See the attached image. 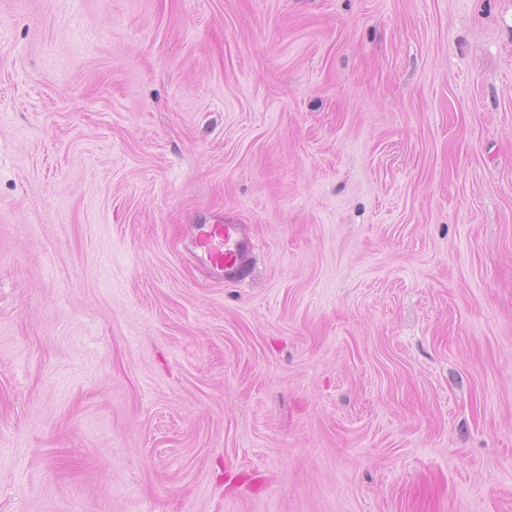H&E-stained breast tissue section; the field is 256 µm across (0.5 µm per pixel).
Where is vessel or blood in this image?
Wrapping results in <instances>:
<instances>
[{"label": "vessel or blood", "instance_id": "b4317fda", "mask_svg": "<svg viewBox=\"0 0 512 512\" xmlns=\"http://www.w3.org/2000/svg\"><path fill=\"white\" fill-rule=\"evenodd\" d=\"M194 244L217 275L235 280L244 274L252 241L239 225H202L195 234Z\"/></svg>", "mask_w": 512, "mask_h": 512}]
</instances>
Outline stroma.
<instances>
[{"mask_svg": "<svg viewBox=\"0 0 512 512\" xmlns=\"http://www.w3.org/2000/svg\"><path fill=\"white\" fill-rule=\"evenodd\" d=\"M0 512H512V0H0ZM194 245L218 276L240 278L245 272L252 241L238 224H204L196 232Z\"/></svg>", "mask_w": 512, "mask_h": 512, "instance_id": "stroma-1", "label": "stroma"}]
</instances>
